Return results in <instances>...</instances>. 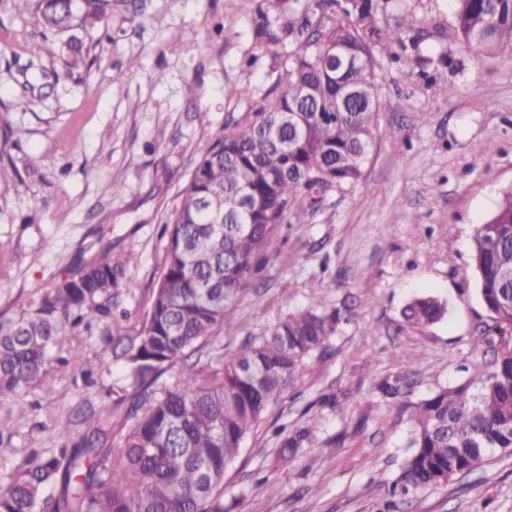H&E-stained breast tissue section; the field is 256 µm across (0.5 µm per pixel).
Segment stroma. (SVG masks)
<instances>
[{
    "instance_id": "stroma-1",
    "label": "stroma",
    "mask_w": 512,
    "mask_h": 512,
    "mask_svg": "<svg viewBox=\"0 0 512 512\" xmlns=\"http://www.w3.org/2000/svg\"><path fill=\"white\" fill-rule=\"evenodd\" d=\"M250 0H136L106 26L77 31L79 53L40 56L32 0H0V317L36 299L77 254L104 247L129 256L119 303L136 331L162 271V227L195 159L233 107L228 84L268 89L269 58L253 67L245 18ZM428 30L426 47L459 50L450 0H404ZM139 65L128 68L129 58ZM463 74L434 83L407 75L406 62L379 60L380 111L364 184L291 225L280 255L248 288L213 339L233 352L267 334L316 297L351 310L321 361L299 372L281 401L244 441L224 474L229 512H512V456L494 455L447 486L392 501L410 424L406 407L466 379L477 355L498 342L472 269V238L512 186V52L466 54ZM28 109L11 106L23 81ZM455 82L454 93L443 90ZM494 152H487V143ZM121 194H113V186ZM430 294L445 317L410 326L402 308ZM95 365L51 374L49 391L26 398L10 447L11 465L54 447L49 416H74L84 401L116 403L127 388L100 331L73 337ZM418 353L406 366L399 352ZM400 384L390 397L384 384ZM335 398L337 408L323 405ZM311 427L313 442L271 481L262 476L281 440L277 428Z\"/></svg>"
}]
</instances>
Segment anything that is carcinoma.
I'll return each instance as SVG.
<instances>
[{"mask_svg": "<svg viewBox=\"0 0 512 512\" xmlns=\"http://www.w3.org/2000/svg\"><path fill=\"white\" fill-rule=\"evenodd\" d=\"M252 2V46L269 54L275 81L265 91L224 86V98L242 110L196 159L162 228V272L149 309L119 355L133 388L130 406L119 413L104 403L75 433L71 421H54L58 445L31 450L0 475V512H224L229 463L295 375L339 334L345 317L317 299L228 356L207 350L271 259L282 226L363 184L377 131L378 58H397L398 45L420 75L430 68L453 74L463 63L448 48L424 53L418 39L405 44V15L382 23L400 9L397 0ZM452 2L466 50L512 51V0ZM127 7L128 0H37L42 54L72 48L63 36ZM472 261L495 328L512 329V188L476 227ZM124 271L105 252L79 257L68 266L69 281L55 280L15 317L0 319V404L24 400L52 368L78 366L91 381L92 365L78 349L52 351L62 337L101 322L108 338L123 335L115 309ZM445 313V303L428 295L401 315L425 326ZM193 353L207 356L205 366L184 364ZM177 364L176 382L157 386ZM410 421L393 497L442 487L496 453L511 456L512 337H500L470 377L413 405ZM311 443L308 428H295L264 480Z\"/></svg>", "mask_w": 512, "mask_h": 512, "instance_id": "obj_1", "label": "carcinoma"}]
</instances>
